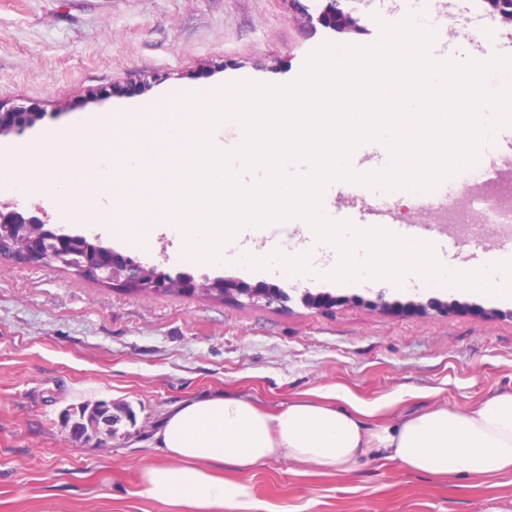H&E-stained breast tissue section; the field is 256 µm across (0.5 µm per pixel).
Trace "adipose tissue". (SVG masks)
<instances>
[{"mask_svg": "<svg viewBox=\"0 0 512 512\" xmlns=\"http://www.w3.org/2000/svg\"><path fill=\"white\" fill-rule=\"evenodd\" d=\"M370 414L337 392L320 401L294 398L276 413L243 394L179 401L152 436L166 460L144 468L142 494L192 512H249L247 487L211 466L247 470L273 457L336 473L380 458L440 477L512 475V393L406 413L384 426L370 425Z\"/></svg>", "mask_w": 512, "mask_h": 512, "instance_id": "ef3b65f1", "label": "adipose tissue"}]
</instances>
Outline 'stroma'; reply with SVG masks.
Here are the masks:
<instances>
[{"label": "stroma", "mask_w": 512, "mask_h": 512, "mask_svg": "<svg viewBox=\"0 0 512 512\" xmlns=\"http://www.w3.org/2000/svg\"><path fill=\"white\" fill-rule=\"evenodd\" d=\"M357 19L319 24L330 3ZM386 0H0V110L43 118L0 145L26 147L73 120L174 101L204 87L295 81L322 45L372 43ZM163 181L130 174L128 224L161 211ZM512 249L490 224L458 234L449 265L487 268L485 247ZM112 250L193 287L139 290L56 264L0 258V512H189L139 493L163 411L203 393L247 394L273 411L335 391L373 407L370 424L433 404L464 407L512 392V295L451 290L434 279L301 278L280 266L194 261L162 232ZM224 278L243 293L209 294ZM288 298L269 303L263 288ZM256 298H249V291ZM325 295L315 307L307 295ZM130 408L112 437L75 442L65 412ZM215 474L247 486L251 512H512L501 478L435 477L371 460L339 474L282 458Z\"/></svg>", "instance_id": "stroma-1"}]
</instances>
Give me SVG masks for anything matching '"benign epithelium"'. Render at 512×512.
Masks as SVG:
<instances>
[{
    "label": "benign epithelium",
    "instance_id": "obj_1",
    "mask_svg": "<svg viewBox=\"0 0 512 512\" xmlns=\"http://www.w3.org/2000/svg\"><path fill=\"white\" fill-rule=\"evenodd\" d=\"M319 20L328 26L340 30H349L356 26L349 12H345L330 4L323 11ZM41 114L28 109H17L13 112L0 114V136L6 133L22 134L25 129L34 125ZM45 220L35 214L19 209L16 202L0 201V256L7 255L15 260L31 265L60 264L75 269L78 273L105 281L123 282L128 285L167 289L172 287H189L192 282H178L174 280L146 282L148 268L132 259H117L112 256V249L99 246L93 258H84V262L77 265L73 260L74 242L64 235H54L41 227ZM70 435L75 440L91 439L101 433L110 434L104 418L87 424V427L76 426L69 422Z\"/></svg>",
    "mask_w": 512,
    "mask_h": 512
}]
</instances>
